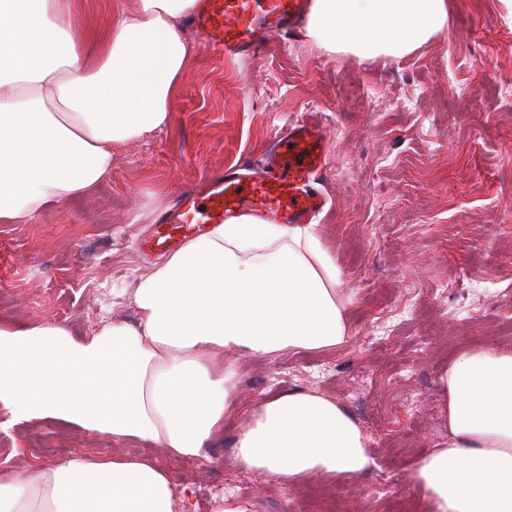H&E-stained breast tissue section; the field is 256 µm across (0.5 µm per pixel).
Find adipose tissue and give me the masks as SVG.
Returning a JSON list of instances; mask_svg holds the SVG:
<instances>
[{"label": "adipose tissue", "mask_w": 512, "mask_h": 512, "mask_svg": "<svg viewBox=\"0 0 512 512\" xmlns=\"http://www.w3.org/2000/svg\"><path fill=\"white\" fill-rule=\"evenodd\" d=\"M197 0H129L81 42L74 0H0V224L92 193L115 150L163 129L195 57ZM450 0H313L307 41L362 62L413 55L443 32ZM341 272L313 224L240 215L189 238L139 277L137 325L86 335L0 317V413L47 420L170 457L201 458L233 394L228 351L322 350L347 334ZM224 360L220 370L212 361ZM448 445L413 472L432 512H512V352L463 355L442 380ZM236 464L292 485L353 478L373 463L336 400L291 391L260 402ZM185 486L148 453L76 454L0 481V512H182Z\"/></svg>", "instance_id": "1"}]
</instances>
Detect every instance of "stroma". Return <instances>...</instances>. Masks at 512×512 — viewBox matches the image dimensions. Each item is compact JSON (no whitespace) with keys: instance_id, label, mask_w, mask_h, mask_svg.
Returning a JSON list of instances; mask_svg holds the SVG:
<instances>
[{"instance_id":"1","label":"stroma","mask_w":512,"mask_h":512,"mask_svg":"<svg viewBox=\"0 0 512 512\" xmlns=\"http://www.w3.org/2000/svg\"><path fill=\"white\" fill-rule=\"evenodd\" d=\"M317 113L329 164L318 218L342 274L348 333L319 351L234 353L224 436L206 457L162 458L191 490L188 512L213 493L251 512H332L369 496L370 512L408 495L420 460L448 443L442 378L463 354L512 352V7L452 0L447 29L414 55L362 64L330 57L303 33L228 60L197 47L170 101L168 127L126 143L93 194L0 224V316L53 320L77 332L102 317L133 324L130 294L155 255L151 224L208 176L258 164L273 139ZM318 390L344 406L375 465L349 479L284 485L234 465L237 435L268 396ZM0 479L79 453H139L140 443L53 422L0 429Z\"/></svg>"}]
</instances>
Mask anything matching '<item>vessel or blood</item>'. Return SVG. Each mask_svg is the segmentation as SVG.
Wrapping results in <instances>:
<instances>
[{"mask_svg":"<svg viewBox=\"0 0 512 512\" xmlns=\"http://www.w3.org/2000/svg\"><path fill=\"white\" fill-rule=\"evenodd\" d=\"M311 5L312 0H199L193 26L206 48L232 59L267 37L293 32ZM327 164L326 133L316 113H308L288 126L263 176L213 177L204 193L187 194L153 225L152 239L166 251L171 243L242 213L261 214L273 224L310 223L326 205L316 182Z\"/></svg>","mask_w":512,"mask_h":512,"instance_id":"b4317fda","label":"vessel or blood"}]
</instances>
